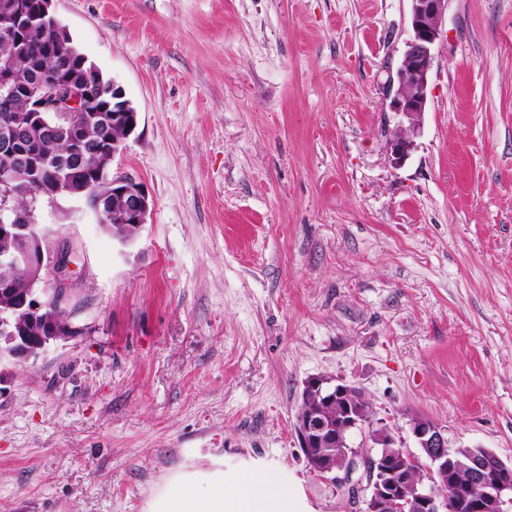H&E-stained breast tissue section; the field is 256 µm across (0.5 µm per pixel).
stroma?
Segmentation results:
<instances>
[{"mask_svg": "<svg viewBox=\"0 0 512 512\" xmlns=\"http://www.w3.org/2000/svg\"><path fill=\"white\" fill-rule=\"evenodd\" d=\"M138 126L151 200L121 246L40 200L74 251L70 338L0 364V512H153L174 483L271 475L354 512L294 431L304 382L358 387L369 455L409 420L512 463V0H450L415 145L384 95L407 0H53Z\"/></svg>", "mask_w": 512, "mask_h": 512, "instance_id": "35a3bbf8", "label": "stroma"}]
</instances>
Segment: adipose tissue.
I'll list each match as a JSON object with an SVG mask.
<instances>
[{
  "label": "adipose tissue",
  "instance_id": "ef3b65f1",
  "mask_svg": "<svg viewBox=\"0 0 512 512\" xmlns=\"http://www.w3.org/2000/svg\"><path fill=\"white\" fill-rule=\"evenodd\" d=\"M156 512H288V492L270 476H242L229 492L220 483L204 492L176 483L162 496Z\"/></svg>",
  "mask_w": 512,
  "mask_h": 512
}]
</instances>
